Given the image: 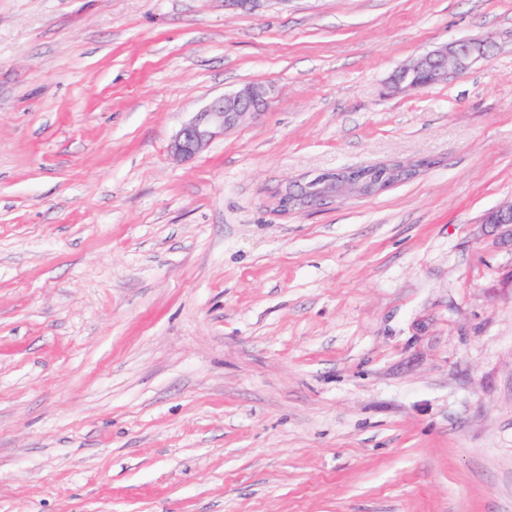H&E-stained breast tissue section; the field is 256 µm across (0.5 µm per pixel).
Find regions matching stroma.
Returning <instances> with one entry per match:
<instances>
[{
  "label": "stroma",
  "mask_w": 512,
  "mask_h": 512,
  "mask_svg": "<svg viewBox=\"0 0 512 512\" xmlns=\"http://www.w3.org/2000/svg\"><path fill=\"white\" fill-rule=\"evenodd\" d=\"M509 203L512 0H0V512H512ZM484 53L483 41L459 40L412 58L394 73L391 82L399 92L445 83L454 72ZM272 92V86L254 84L214 98L174 135L171 154L181 160L195 157L217 136L261 113ZM353 169L355 168H341L336 169L334 171H327L318 174L314 178L302 183L298 181H294L288 184L285 188L284 192L281 194L279 200V206L283 211H295V210H304L307 208H311L317 205H321L324 201L328 199H338L342 197H347L351 195H357L351 198H365L368 196H373L382 193L387 190L394 184L402 181H396L394 178L390 180H384L383 182H379L370 186L368 188H364L360 185V180L357 177L362 178L365 181H372L375 179L381 178L383 175V170L376 167H367L361 168L356 171V175H353ZM320 182V184H328L337 182H343L345 185H350L354 189V193H329L315 196L311 194V191L308 189V186L313 183ZM290 184H302L296 185L297 188L293 186H289Z\"/></svg>",
  "instance_id": "stroma-1"
}]
</instances>
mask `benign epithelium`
<instances>
[{
  "mask_svg": "<svg viewBox=\"0 0 512 512\" xmlns=\"http://www.w3.org/2000/svg\"><path fill=\"white\" fill-rule=\"evenodd\" d=\"M484 53V42L472 39L459 40L409 60L394 73L391 82L399 92L441 84L448 81V77L454 72L468 66ZM272 92L273 88L269 85L254 84L214 98L174 135L169 144L171 154L181 160L195 157L213 139L247 118L261 113ZM317 182L322 185L337 182L350 185L359 198L380 194L396 184V180L392 178L365 188L360 185V180L353 175L351 168L327 171L295 188L287 187L279 200L281 210H304L320 205L328 199L344 197V194L336 192L318 196L311 194L308 186ZM485 223L512 224V204L490 211Z\"/></svg>",
  "mask_w": 512,
  "mask_h": 512,
  "instance_id": "1",
  "label": "benign epithelium"
}]
</instances>
